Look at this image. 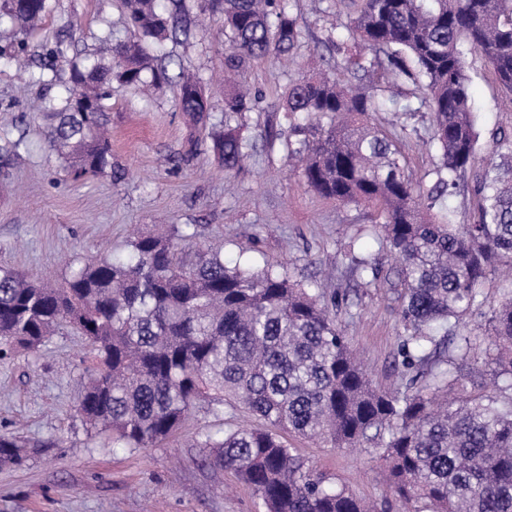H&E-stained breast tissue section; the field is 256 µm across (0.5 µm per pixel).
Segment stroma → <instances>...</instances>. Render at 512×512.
<instances>
[{
  "mask_svg": "<svg viewBox=\"0 0 512 512\" xmlns=\"http://www.w3.org/2000/svg\"><path fill=\"white\" fill-rule=\"evenodd\" d=\"M302 35L288 59L256 60L239 75L259 90L257 108L244 113L253 148L242 167L227 172L215 160L212 135L224 119V56L219 13L204 0H185L188 33L166 42L171 74L192 72L211 94L206 119L181 112L178 86L152 95L113 85L106 106L111 118L112 171L74 179L42 135V105L64 95L75 56L106 54L105 28L128 34L122 0H49L42 29L18 53L10 34L0 35V132L20 147L0 153V266L62 280L66 262L129 250L134 231L154 225L200 226L205 241L224 245V258H249L255 267L287 265L303 283L346 296L353 314L341 324L372 383L402 388L397 366L401 331L396 302L384 289L362 288L342 258L346 235L360 233V251L382 269L393 264L369 231L373 210L319 197L289 157L293 134L281 110L283 93L309 68L336 70L358 82L354 68L331 45L334 28L346 24L350 0H290ZM64 42L65 54L46 50ZM470 92L480 132L479 162L493 158L492 136L512 133V93L486 61L467 52ZM399 103L417 113L381 112L386 128L408 122L403 150L413 180L425 179L438 161L430 148V124L411 81L394 89ZM91 360L83 341L61 331L39 355L16 352L0 359V432L19 433L33 449L19 466L0 467V512H266L263 501L235 475L205 463L195 447L197 428H233L239 414L213 418L197 412L189 426L162 443L130 450L95 446L74 411L82 376ZM299 453L358 497L397 512L380 463L367 449L326 448L298 439Z\"/></svg>",
  "mask_w": 512,
  "mask_h": 512,
  "instance_id": "1",
  "label": "stroma"
}]
</instances>
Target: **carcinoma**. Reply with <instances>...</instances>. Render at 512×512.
<instances>
[{
  "label": "carcinoma",
  "instance_id": "1",
  "mask_svg": "<svg viewBox=\"0 0 512 512\" xmlns=\"http://www.w3.org/2000/svg\"><path fill=\"white\" fill-rule=\"evenodd\" d=\"M130 37L108 61L73 65L72 87L49 112L52 151L74 160L77 176L112 168L105 100L112 81L142 90L169 80L164 42L179 20L157 0H123ZM224 17V66L240 72L280 55L301 31L289 0H209ZM349 37L336 51L354 60L359 87L330 74L305 75L285 95L295 154L318 196L375 208L377 241L395 259L384 271L348 242L344 258L366 287L399 304L398 356L405 391L374 386L344 336V300L304 285L283 264L260 271L229 266L223 248L198 246L199 230L170 224L130 242L126 258L96 256L70 268L63 283L0 267V354L36 352L59 329L81 338L98 366L75 411L85 430L125 448H148L201 408L239 411L260 427L205 428L198 448L233 471L266 512H375L319 473L282 434L333 448H368L407 512H512V287L491 302L483 283L512 268V135L496 138L498 162L476 166L479 133L462 45L480 53L512 92V0H353ZM18 51L42 23L48 0L22 7L0 0ZM421 83L431 142L440 158L425 188L406 174L407 128L374 122L381 93L404 79ZM181 111L204 117L208 96L180 74ZM259 95L224 91V128L213 150L230 172L250 147L239 117ZM471 188L477 220L454 222L449 196ZM484 310L491 341L457 331ZM25 444L0 433V466L22 464Z\"/></svg>",
  "mask_w": 512,
  "mask_h": 512
}]
</instances>
